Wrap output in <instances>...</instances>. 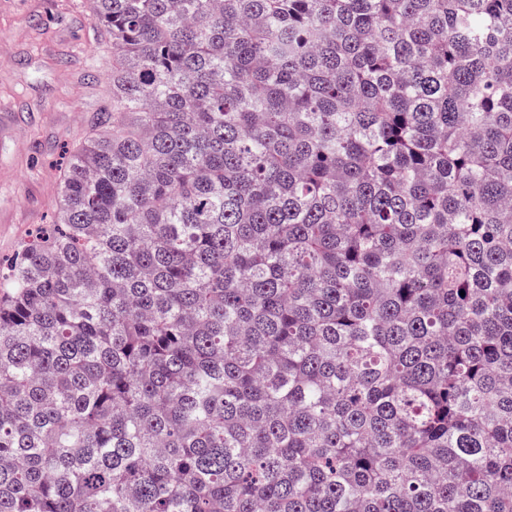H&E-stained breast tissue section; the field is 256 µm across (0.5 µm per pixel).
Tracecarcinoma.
<instances>
[{
  "label": "carcinoma",
  "mask_w": 512,
  "mask_h": 512,
  "mask_svg": "<svg viewBox=\"0 0 512 512\" xmlns=\"http://www.w3.org/2000/svg\"><path fill=\"white\" fill-rule=\"evenodd\" d=\"M90 13L112 107L0 266V512H512V0Z\"/></svg>",
  "instance_id": "obj_1"
}]
</instances>
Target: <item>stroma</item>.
Listing matches in <instances>:
<instances>
[{
	"label": "stroma",
	"instance_id": "stroma-1",
	"mask_svg": "<svg viewBox=\"0 0 512 512\" xmlns=\"http://www.w3.org/2000/svg\"><path fill=\"white\" fill-rule=\"evenodd\" d=\"M88 0H0V261L51 223L69 150L110 104Z\"/></svg>",
	"mask_w": 512,
	"mask_h": 512
}]
</instances>
